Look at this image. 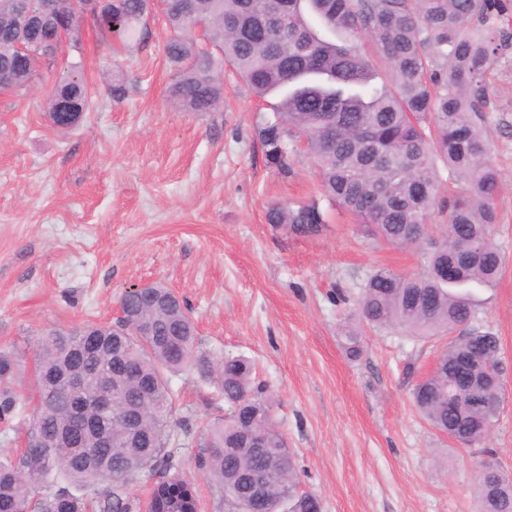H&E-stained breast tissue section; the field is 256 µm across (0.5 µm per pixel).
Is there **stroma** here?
Returning <instances> with one entry per match:
<instances>
[{"mask_svg":"<svg viewBox=\"0 0 512 512\" xmlns=\"http://www.w3.org/2000/svg\"><path fill=\"white\" fill-rule=\"evenodd\" d=\"M142 47H107L86 29L80 52L101 88L70 130L43 114L52 73L18 96H0V350L20 349L19 390L44 334L110 325L134 285L161 283L188 304L199 349L251 360L276 396L273 415L295 456L302 490L323 512H474L481 449L463 448L418 412L412 387L428 374L445 336L425 341L366 331L349 359L339 330L356 313L371 270L419 272V250L367 239L346 212L328 207L319 233L268 224L270 204L318 198L308 157L291 171L267 165L256 127L270 111L232 73L216 111L184 112L169 100L173 71L161 13ZM120 76L123 98L103 91ZM485 135L498 176L494 242L503 268L476 300L501 344L504 390L485 447L512 474V53L489 75ZM181 416L195 429L227 411L217 389L173 377ZM168 451L196 487L202 512H231L195 466L196 445Z\"/></svg>","mask_w":512,"mask_h":512,"instance_id":"stroma-1","label":"stroma"}]
</instances>
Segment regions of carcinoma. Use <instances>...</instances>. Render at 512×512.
Listing matches in <instances>:
<instances>
[{
    "instance_id": "cac0c4a2",
    "label": "carcinoma",
    "mask_w": 512,
    "mask_h": 512,
    "mask_svg": "<svg viewBox=\"0 0 512 512\" xmlns=\"http://www.w3.org/2000/svg\"><path fill=\"white\" fill-rule=\"evenodd\" d=\"M37 22L21 27L18 0H0V94L26 90L53 68L58 50L42 49L67 30V44L82 46L74 22L77 0H25ZM512 0H112L94 28L103 43L118 37L137 46L148 38L147 18L161 12L169 35L166 58L175 71L171 100L185 112H212L224 102V69L230 64L271 116L259 128L268 164L286 175L298 143L311 160L322 198L344 209L366 236L396 247L423 249L429 224L444 217V239L424 249L417 274L375 268L358 299V322L342 331L351 359L364 349L363 328L400 330L416 338L452 334L432 371L415 383L417 409L433 427L456 432L463 446L483 444L497 418L502 383L498 336L481 324L474 289L496 280L502 255L492 240L497 223L496 170L484 128L490 118L488 75L512 49L504 14ZM203 27V40L194 25ZM25 46L30 55L19 53ZM385 78L377 87L373 81ZM97 95L82 61L55 74L44 105L58 130L74 128L92 111ZM458 189L442 196L439 166ZM269 224L315 234L326 224L319 202L276 204ZM459 263V281L448 284V264ZM124 320L138 336H114L112 327L86 325L47 334L34 354L31 391L36 406L25 421L28 446L0 456V512H133L125 474L146 463L158 473L179 472L165 451L171 437L175 393L171 377L213 381L231 407L206 429L195 465L236 507L250 493L247 477L260 475L270 512H321L320 500L299 488L295 460L273 420L275 398L243 356L208 358L197 350L196 327L185 303L164 286L132 295ZM475 359L466 386L454 383L463 358ZM17 356L0 352V422L19 414L13 387ZM76 370L88 417L99 411L97 377L113 386L146 389L115 409L129 416L140 437H119L123 420L105 418L113 438L94 430L69 441L56 430L71 424L73 397L57 380ZM108 476L112 488L91 501V487ZM478 512H512V479L482 473ZM179 486L164 485L161 512L183 503Z\"/></svg>"
}]
</instances>
